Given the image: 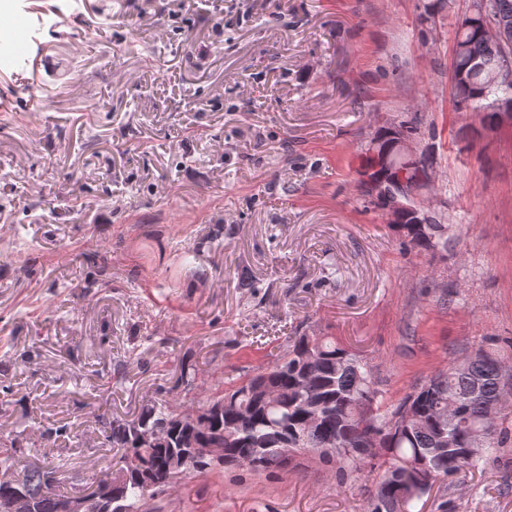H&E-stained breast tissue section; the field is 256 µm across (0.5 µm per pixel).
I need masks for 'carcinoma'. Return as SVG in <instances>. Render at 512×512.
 <instances>
[{"label":"carcinoma","instance_id":"carcinoma-1","mask_svg":"<svg viewBox=\"0 0 512 512\" xmlns=\"http://www.w3.org/2000/svg\"><path fill=\"white\" fill-rule=\"evenodd\" d=\"M469 44V89L456 92L457 106L472 112H491L492 101L512 94V76L499 86H490L483 73L496 67L500 50L480 33L479 27L464 18L458 24ZM433 224L422 233L415 224H398L402 244L433 253L448 248V225L432 217ZM498 357L486 364L475 361L464 372L446 367L430 376L393 407L378 401L374 366L363 356L336 343L329 336H300L267 366L236 381L214 388L207 401L218 411L211 412L203 427L179 420L175 400L162 399L144 405L131 420L114 418L104 423L106 443L118 449L115 469L98 484L112 482L122 496L124 512H152L149 500L181 472L171 470V461L186 448H222L225 468L246 466L254 472L270 469L267 462L286 448L319 453L327 462H336L337 483L360 474L373 460L383 468L379 484L367 512H412L414 502L428 493L441 478L461 471H476L488 463H498L501 451L512 446V409L489 432L488 445L473 454L465 448V436L480 421L484 405L496 397ZM262 383L275 394L263 401L254 392ZM318 400L319 423L308 426L305 401ZM458 406V416L448 418V404ZM414 410L417 422L406 428L390 423L405 407ZM137 426L157 428L167 436L158 446L138 443ZM13 438L0 447V469H13L19 462V448ZM65 463L47 460L25 469L18 483L33 501L32 512H57L59 502L71 492L44 483L47 472L61 473Z\"/></svg>","mask_w":512,"mask_h":512}]
</instances>
